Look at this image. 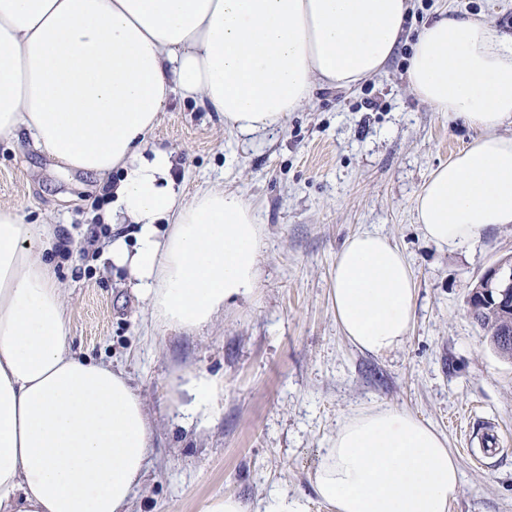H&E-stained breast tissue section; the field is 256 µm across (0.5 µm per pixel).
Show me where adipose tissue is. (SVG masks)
Instances as JSON below:
<instances>
[{
	"label": "adipose tissue",
	"instance_id": "1",
	"mask_svg": "<svg viewBox=\"0 0 512 512\" xmlns=\"http://www.w3.org/2000/svg\"><path fill=\"white\" fill-rule=\"evenodd\" d=\"M411 0H0V139L28 135L61 166L122 177L102 213L135 225L113 264L153 323L195 331L259 281L262 227L216 183L186 196L173 154L149 136L173 94L253 137L283 125L316 87L380 75ZM410 91L479 135L435 168L414 202L425 238L450 251L512 224V35L472 16L426 24L406 72ZM52 224L0 207V512H129L153 424L123 370L71 350L64 290L45 254ZM332 306L361 351L400 347L416 285L404 253L377 232L336 256ZM181 414L207 419L219 376L173 380ZM332 512H450L460 467L447 438L393 407L346 417L310 475Z\"/></svg>",
	"mask_w": 512,
	"mask_h": 512
}]
</instances>
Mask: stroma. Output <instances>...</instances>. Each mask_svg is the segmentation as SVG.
<instances>
[{"label":"stroma","instance_id":"1","mask_svg":"<svg viewBox=\"0 0 512 512\" xmlns=\"http://www.w3.org/2000/svg\"><path fill=\"white\" fill-rule=\"evenodd\" d=\"M447 10L512 35V0H413L381 77L317 89L309 106L257 137H237L218 113L171 98L152 141L173 152L174 178L189 195L223 183L263 228L258 288L199 331L154 325L126 271L102 261L112 227L91 216L107 204L97 177L64 171L25 140L0 139V207L30 224L52 221L62 241L47 259L66 290L73 350L124 369L154 420L129 512H203L225 494L254 510L277 489L303 498L309 512H331L309 475L338 423L377 406L410 412L447 437L462 474L450 512H512V359L467 308L484 271L512 257V224L448 252L426 240L414 211L432 169L476 135L405 81L423 25ZM364 230L404 252L417 287L408 336L380 356L342 335L331 301L336 255ZM197 371L224 379L205 424L184 421L177 405L187 397L170 388ZM487 426L496 451L478 462L465 446L480 443Z\"/></svg>","mask_w":512,"mask_h":512}]
</instances>
